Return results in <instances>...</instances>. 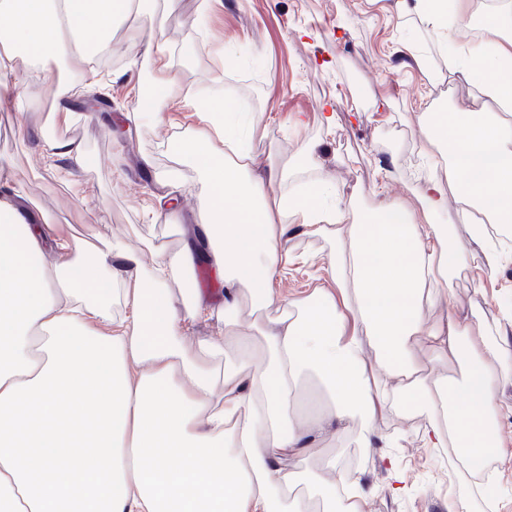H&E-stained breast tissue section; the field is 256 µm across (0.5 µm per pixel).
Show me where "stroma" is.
I'll use <instances>...</instances> for the list:
<instances>
[{"instance_id": "1", "label": "stroma", "mask_w": 512, "mask_h": 512, "mask_svg": "<svg viewBox=\"0 0 512 512\" xmlns=\"http://www.w3.org/2000/svg\"><path fill=\"white\" fill-rule=\"evenodd\" d=\"M161 37L171 62L194 101L176 110L160 105L161 119L143 115L129 86L152 87V57L129 51L140 22L129 19L112 38L115 63L86 80L73 66L45 101L32 99L19 78L9 88L11 111L0 110V178L22 203L42 211L50 223L83 237L120 241L150 265L158 248L179 251L193 240L205 179L190 162L176 158L169 144L204 129L198 98L231 99L255 113L260 125L252 142L253 171L266 174L270 158H290L300 147L314 148L320 172L343 204L372 205L375 187L394 199L415 203L429 133L418 121L427 107L469 105L476 84L449 70L436 39L417 20L400 19L396 0H179L171 13H158ZM415 42L434 60L431 71L418 68L404 53ZM105 96L96 110L85 108L87 95ZM387 99L384 109L374 99ZM72 111L63 127L50 125L56 104ZM336 122L321 121L322 109ZM25 113L27 131L18 134L15 117ZM80 143V166L50 165V143L59 134ZM179 201L172 218L159 216L160 192ZM285 246L295 257L276 286L291 298L307 296L330 273L317 256L329 252L320 239L289 235ZM196 244L184 275L207 304L184 339L197 347L224 327V282ZM448 292L457 309L488 321L503 317L512 303V260L497 269L469 268L455 277ZM419 417L386 418L379 434L404 437L400 448H359L343 438L326 440L329 452L357 468L368 500L365 512H445L449 495L464 488L452 469L443 467L445 451L424 447ZM399 468L406 489H389V466Z\"/></svg>"}]
</instances>
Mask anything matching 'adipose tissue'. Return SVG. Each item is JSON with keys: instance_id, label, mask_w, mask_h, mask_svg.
Listing matches in <instances>:
<instances>
[{"instance_id": "ef3b65f1", "label": "adipose tissue", "mask_w": 512, "mask_h": 512, "mask_svg": "<svg viewBox=\"0 0 512 512\" xmlns=\"http://www.w3.org/2000/svg\"><path fill=\"white\" fill-rule=\"evenodd\" d=\"M400 16L447 43L464 0H397ZM154 0H0V106L18 61L36 67L40 97L66 58L85 76L127 17L155 39ZM484 44L448 66L479 85L465 108L419 116L444 159L417 207L335 202L305 147L267 177L251 170L253 115L204 99L206 131L171 143L204 171L199 240L224 277V329L190 349L203 311L184 287L189 252H156L149 273L121 244H95L55 225L29 224L0 195V504L8 512H365L359 478L320 443L328 426L360 447L399 446L378 435L390 415H421L428 448H456L460 473L478 476L488 454L506 457L499 388L512 381V316L488 331L448 310L428 319L465 264L495 269L505 254L488 223L512 224V10L483 18ZM157 89L140 112L191 98L164 46ZM312 179L294 180L298 169ZM475 245L460 248L439 223L449 199ZM335 242L333 285L303 299L276 294L294 258L289 231ZM63 257L47 265L41 244ZM118 297L123 317L108 302ZM264 354L255 358V343ZM462 368V379L451 375Z\"/></svg>"}]
</instances>
